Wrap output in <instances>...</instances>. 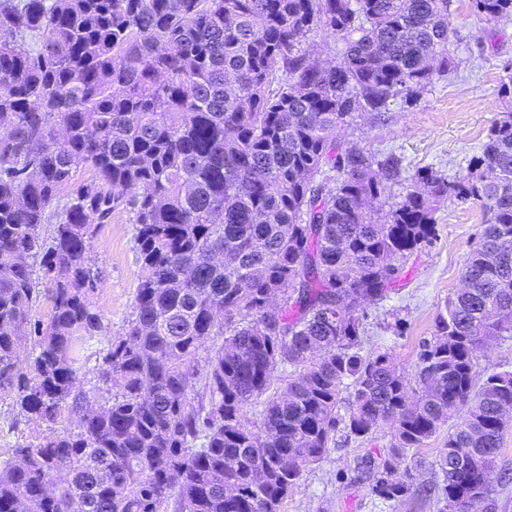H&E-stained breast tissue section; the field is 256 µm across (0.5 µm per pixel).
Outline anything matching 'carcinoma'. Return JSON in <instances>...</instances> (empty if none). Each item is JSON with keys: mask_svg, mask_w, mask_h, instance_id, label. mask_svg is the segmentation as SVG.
<instances>
[{"mask_svg": "<svg viewBox=\"0 0 512 512\" xmlns=\"http://www.w3.org/2000/svg\"><path fill=\"white\" fill-rule=\"evenodd\" d=\"M471 6L512 17V0ZM317 35L344 42L340 61L302 50ZM454 36L448 0H0V394L29 421L78 420L0 462V512H281L338 430L383 425L372 492L397 510L421 491L398 461L454 417L438 512H477L512 410V369L476 362L512 338V113L453 179L338 138L355 112L417 106ZM395 184L400 200L367 207ZM447 200L489 219L413 387L389 353L361 354L363 304L395 290ZM122 208L135 307L92 409L76 365L105 329L90 253Z\"/></svg>", "mask_w": 512, "mask_h": 512, "instance_id": "cac0c4a2", "label": "carcinoma"}]
</instances>
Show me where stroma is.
<instances>
[{"instance_id":"1","label":"stroma","mask_w":512,"mask_h":512,"mask_svg":"<svg viewBox=\"0 0 512 512\" xmlns=\"http://www.w3.org/2000/svg\"><path fill=\"white\" fill-rule=\"evenodd\" d=\"M448 10L457 35L448 54L447 76L426 89L417 107L396 104L379 115L355 113L340 135L375 155L395 154L406 170L428 167L454 178L467 173L468 162L480 152L493 121L512 111V99L498 92L505 77L502 66L512 61V18L488 28L478 21L468 0H450ZM435 218L432 243L408 258L398 290L367 304L360 329L363 353H391L411 378L422 344L434 334L439 309L460 287L467 254L487 220L480 209L450 201L440 204ZM135 236L134 215L125 210L102 225L93 242L92 254L102 272L93 304L107 330L83 337L79 380L87 402L94 405L107 398L96 370L112 335L122 332L133 311ZM455 428V421H448L417 450L410 463L417 483L439 484L436 460ZM37 429V424L18 415L13 396L0 394V461ZM391 440L386 427L368 441L337 434L335 447L304 474L282 512H380L365 461L387 453ZM478 510L512 512V419L505 426L491 486Z\"/></svg>"}]
</instances>
